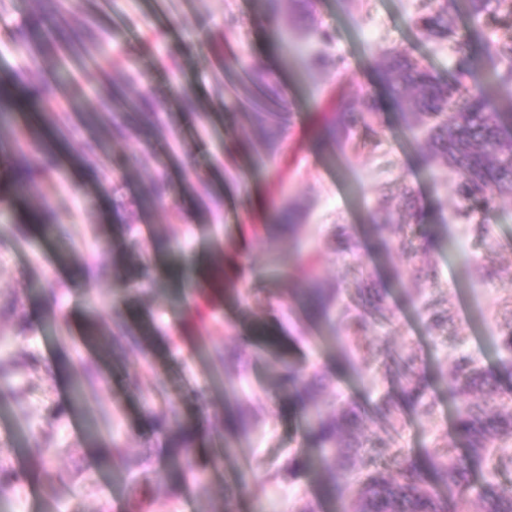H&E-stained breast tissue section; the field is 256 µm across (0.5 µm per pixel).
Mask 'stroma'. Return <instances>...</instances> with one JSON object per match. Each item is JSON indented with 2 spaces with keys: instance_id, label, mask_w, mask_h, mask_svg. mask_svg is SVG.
Returning <instances> with one entry per match:
<instances>
[{
  "instance_id": "stroma-1",
  "label": "stroma",
  "mask_w": 512,
  "mask_h": 512,
  "mask_svg": "<svg viewBox=\"0 0 512 512\" xmlns=\"http://www.w3.org/2000/svg\"><path fill=\"white\" fill-rule=\"evenodd\" d=\"M315 26L333 31L328 52L356 74L359 102L381 100L368 125L351 128L336 144L317 148L332 69H310L321 46L285 0L277 22L264 16L262 0H82L109 44L122 45L127 65L149 85L113 86L111 61L95 47L98 66L73 60L74 83L57 108L30 98L21 111L0 120V163L23 147L35 158L51 156L54 168L32 184L24 202L0 188V349L30 361L18 375L22 393L0 410V462L20 471L19 512H127L132 487L144 469L154 470L155 512H252L265 492L282 497V512L300 499L320 512H348L349 480L330 482L308 468L292 480L278 477L292 455L310 461L309 431L291 394L280 383L288 363H300L329 381L326 399L358 408L360 440L381 439L397 450L388 460L421 454L435 437L455 442L453 406L444 378L459 355H469L512 399V353L501 345L512 322V196L496 198L485 211L456 215V174L446 159L422 168L423 127L406 128L384 104L378 62L406 52L430 65L440 81L451 79L454 45L424 41L412 21L431 0H305ZM42 7L41 0H9L0 9V76L26 71L24 86L38 85L47 69H27L14 48L19 28ZM239 24L228 30L224 18ZM260 68L292 114L288 156L255 161L245 141L257 130L238 99L248 83H234L241 68ZM235 84V93L224 90ZM152 92L161 105L160 126L139 115L118 117L112 97ZM127 133L111 134L115 123ZM67 125V145L47 152L44 137ZM96 155L97 178L112 177L113 190L99 195L85 176L80 154ZM164 176L173 195L139 205L146 184ZM219 191L222 204L200 214L191 184ZM412 191L431 217V239L415 270L399 246L380 249L372 224L377 202L389 197L394 217L401 196ZM303 210L300 254L293 240L271 239L266 226L285 199ZM59 218L44 234L43 206ZM319 260L325 287L337 307L358 313L380 298L381 310L360 342L303 317L294 294L307 255ZM223 270L222 294L201 291L212 271ZM194 298L185 311L178 290ZM439 311L440 324L430 320ZM147 326L145 350H119L108 336L119 324ZM248 342L254 358L243 383L257 415L247 433L224 436V390L228 372L213 367V348ZM413 354L429 382L436 414L423 418L398 411L378 418L381 396L395 394L396 378L384 357ZM64 358L61 372L50 365ZM94 366L99 383L86 390L83 406L72 388L83 365ZM139 376V387L129 379ZM179 385L184 418L202 425L198 460L230 445L232 452L201 481L174 484L164 440L143 428L158 409L156 386ZM120 437L124 465L112 467V439ZM55 447L46 456L45 447Z\"/></svg>"
}]
</instances>
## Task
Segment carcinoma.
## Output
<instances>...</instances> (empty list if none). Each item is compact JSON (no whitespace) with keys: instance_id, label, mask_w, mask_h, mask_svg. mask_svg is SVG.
I'll return each mask as SVG.
<instances>
[{"instance_id":"obj_1","label":"carcinoma","mask_w":512,"mask_h":512,"mask_svg":"<svg viewBox=\"0 0 512 512\" xmlns=\"http://www.w3.org/2000/svg\"><path fill=\"white\" fill-rule=\"evenodd\" d=\"M438 6L414 20V25L426 41L456 42L454 79L439 83L426 64L406 54L385 57L380 66L388 99L403 118L410 116L426 123L427 146L430 155H442L459 173L456 194L459 213L469 218L476 211L490 208L496 194L512 195V38L502 43L489 41L480 26L460 31L457 17L448 11V0H437ZM468 14L478 19L483 15L502 16L512 20V0H462ZM95 22L89 18L71 22L51 8L37 15L33 23L20 30L15 38L31 68L43 66L46 47L57 52L49 78L39 89L40 101L47 107L57 102L59 92L71 80L66 59L79 57L97 41ZM112 84H131L135 77L127 71L121 58L113 61ZM482 74L481 83L469 88L466 81ZM242 79L251 81L256 90L251 98L241 102L259 128V137L250 143L249 151L264 161L288 149L286 128L289 114L283 106L263 92L266 75L260 71L242 70ZM500 99V106L490 107V101ZM152 96L141 93L135 98L118 99L117 112L132 110L144 114L154 111ZM370 116L357 107L354 96L340 90L324 119L318 144L327 145L336 136ZM6 179L16 193L24 191L43 172L33 156L16 148L7 159ZM169 193L164 177L158 176L145 188L141 203L161 199ZM301 212L297 204L288 202L278 213L276 224L267 226L270 233L286 231L300 235ZM426 214L412 205L403 224L387 220L374 224L381 246L398 244L407 254L409 265H416L421 245L414 243L406 228H418L417 238L427 235ZM307 320L328 326L336 322V297L333 290L320 284L318 264L308 262L305 287L300 289ZM375 317L372 311L347 320L345 331L360 334L366 323ZM118 341L126 346L142 347V334L135 323L118 326ZM246 347L232 351L218 350L219 365L238 374L247 369L242 361ZM21 363L11 354L0 355V397L15 395V378ZM397 383L401 388V406L415 410L422 417L433 414V403L427 395V383L414 367L410 357L396 363ZM281 385L291 392L293 402L309 421L310 440L318 453L323 470L339 477L353 475L359 483L353 504L354 512H469L468 478L489 472L491 440L500 435L512 437V412L500 408L502 392L485 377L482 370L467 355L458 357L448 375V399L454 403V424L457 436L466 445L458 452L437 438L426 449V459L445 493H439L424 479L420 464L407 457L397 471L386 474L380 462L391 449L379 441L366 448L354 437H346L358 418L353 408L344 409L333 402L316 397L324 388L316 375L297 363L288 364L281 376ZM484 391V404L473 405L469 394ZM155 431L167 437L169 459L182 470L183 477L195 478L205 472L194 462L197 436L194 428L182 423L179 409L171 402L153 416ZM253 424L248 408L241 405L224 413V434L237 436ZM21 475L15 469L0 464V500L15 492ZM485 504L484 512H512V483L500 484L485 480L479 489ZM150 507L147 487L137 485L130 498V512H146Z\"/></svg>"}]
</instances>
